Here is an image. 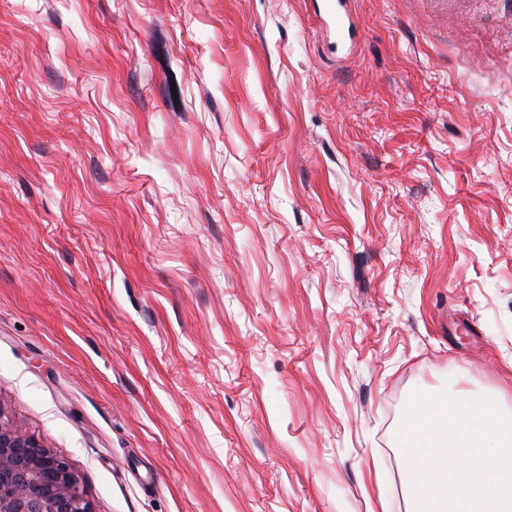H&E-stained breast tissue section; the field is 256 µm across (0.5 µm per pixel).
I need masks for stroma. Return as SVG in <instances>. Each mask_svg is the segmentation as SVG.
<instances>
[{"mask_svg":"<svg viewBox=\"0 0 512 512\" xmlns=\"http://www.w3.org/2000/svg\"><path fill=\"white\" fill-rule=\"evenodd\" d=\"M0 0V407L95 512H409L412 393L512 411V0ZM350 0H322L321 11H319L322 22L329 28L336 31L339 40L346 36L353 38L362 34L357 31L352 20L349 4Z\"/></svg>","mask_w":512,"mask_h":512,"instance_id":"1","label":"stroma"}]
</instances>
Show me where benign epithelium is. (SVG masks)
I'll return each instance as SVG.
<instances>
[{
    "label": "benign epithelium",
    "instance_id": "obj_1",
    "mask_svg": "<svg viewBox=\"0 0 512 512\" xmlns=\"http://www.w3.org/2000/svg\"><path fill=\"white\" fill-rule=\"evenodd\" d=\"M0 512H94L69 462L15 424L1 406Z\"/></svg>",
    "mask_w": 512,
    "mask_h": 512
}]
</instances>
